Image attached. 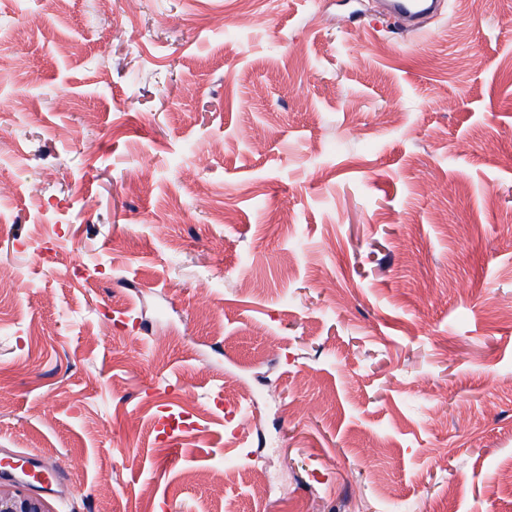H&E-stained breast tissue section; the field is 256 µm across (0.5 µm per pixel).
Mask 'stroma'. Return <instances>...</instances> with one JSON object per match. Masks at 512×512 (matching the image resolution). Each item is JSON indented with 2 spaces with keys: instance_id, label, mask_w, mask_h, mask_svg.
Masks as SVG:
<instances>
[{
  "instance_id": "1",
  "label": "stroma",
  "mask_w": 512,
  "mask_h": 512,
  "mask_svg": "<svg viewBox=\"0 0 512 512\" xmlns=\"http://www.w3.org/2000/svg\"><path fill=\"white\" fill-rule=\"evenodd\" d=\"M0 56V456L49 512H512V0H0ZM385 15L403 30H416L424 16L443 6L441 0H387ZM15 465L8 471H1L14 477L27 478L36 473L39 476L41 487L52 491L55 482V472L48 463L35 454L19 453L13 457Z\"/></svg>"
}]
</instances>
